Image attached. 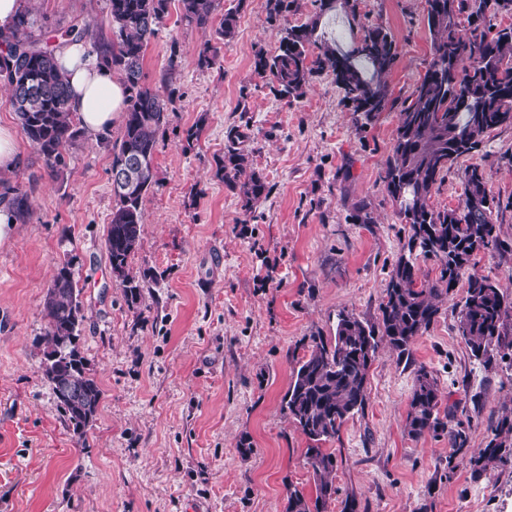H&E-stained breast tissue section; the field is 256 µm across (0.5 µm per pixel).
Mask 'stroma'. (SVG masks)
<instances>
[{
	"label": "stroma",
	"instance_id": "obj_1",
	"mask_svg": "<svg viewBox=\"0 0 512 512\" xmlns=\"http://www.w3.org/2000/svg\"><path fill=\"white\" fill-rule=\"evenodd\" d=\"M34 35L56 40L85 25L112 38L108 0H29ZM237 9L219 63L197 65L211 29L184 25L179 0L143 62L159 88L169 45L181 55L182 96L158 135L157 183L142 203L144 235L128 268L141 284L128 305L104 247L114 197L112 151L80 137L50 171L20 137L22 162L6 185L33 209L0 243V512H286L288 486L313 495L307 440L282 410L296 359L310 338L335 333L340 311L372 319L409 227L380 175L399 110L432 60L426 0H336L315 38L348 46L379 26L397 45L387 76L391 105L360 123L327 74L303 98L275 97L253 71L256 49L274 53L280 27L266 0H221ZM194 125L202 131L187 142ZM270 191L244 211L238 188L214 175L226 132ZM482 165L501 203L504 245L478 253L468 273L512 286V127L485 137L433 192L435 210L461 204L465 167ZM364 207L371 223L354 222ZM72 259L85 320L79 350L102 391L87 443L63 417L42 371L46 291ZM467 283L459 281L410 355L381 345L363 411L326 448L336 456V498L356 512H512V458L473 473L471 459L512 410V357L484 366L457 332ZM436 378L448 434L409 435L418 370Z\"/></svg>",
	"mask_w": 512,
	"mask_h": 512
}]
</instances>
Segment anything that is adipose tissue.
<instances>
[{
    "instance_id": "1",
    "label": "adipose tissue",
    "mask_w": 512,
    "mask_h": 512,
    "mask_svg": "<svg viewBox=\"0 0 512 512\" xmlns=\"http://www.w3.org/2000/svg\"><path fill=\"white\" fill-rule=\"evenodd\" d=\"M54 59L70 85L69 107L90 138L111 129L125 110L123 79L92 53L87 41L58 39Z\"/></svg>"
}]
</instances>
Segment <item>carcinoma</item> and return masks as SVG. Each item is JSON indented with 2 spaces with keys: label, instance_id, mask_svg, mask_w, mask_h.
Listing matches in <instances>:
<instances>
[{
  "label": "carcinoma",
  "instance_id": "cac0c4a2",
  "mask_svg": "<svg viewBox=\"0 0 512 512\" xmlns=\"http://www.w3.org/2000/svg\"><path fill=\"white\" fill-rule=\"evenodd\" d=\"M170 2L109 0L113 38L98 47L105 64L122 76L129 90L121 136L112 144L111 170L130 162L137 169L128 190L113 192L115 206L105 247L112 274L131 303L138 300L140 285L130 276L127 262L142 243V201L157 183L158 134L167 121V105L178 94L173 87L180 55L175 39L162 90L143 84L145 52L168 15ZM180 2L185 25H213L217 0ZM335 4L336 0H314V19L284 25L276 53H255L254 72L277 97L296 100L315 76L328 74L343 91L350 111L369 119L391 103L386 76L397 59L396 43L383 28L372 26L360 38L366 44L364 52L343 51L326 41L318 44V52H311L317 19L334 10ZM427 4L432 60L414 86L411 101L399 112L381 181L398 203L402 221L410 226L408 252L433 260L438 276L418 284L417 265L402 256L391 271L378 317L371 321L341 313L332 339L311 337L309 354L293 367L282 408L308 440L304 460L315 477V496L288 486L286 512H326L336 497V456L322 444L335 439L344 422L364 409L368 373L380 343L387 342L400 357L409 353L416 337L435 322L440 303L473 256L501 247L494 219L500 202L490 194L484 167L476 164L464 170L459 208L437 212L430 199L457 159L478 151L488 132L512 127V25L499 28L493 23L499 14L512 15V0H427ZM294 5L295 0H266L268 19L287 20ZM35 24L26 10L18 15L12 32L0 37V80L7 84L11 106L27 138L46 166L54 169L64 162L81 130L69 110L68 81L48 44L32 33ZM236 27L235 12L221 16L214 29L215 42H206L198 54L199 67L217 65L219 45L234 37ZM244 138L238 129L227 133L231 146L217 159L215 175L229 185H240L242 207L249 212L255 201L267 195V184L258 172L247 171V157L236 148ZM5 200L19 219L31 214L28 195L19 189L6 188L0 195V202ZM80 295L72 261L66 260L44 300L49 342L44 374L74 435L84 444L102 389L78 348L84 321ZM458 332L471 355L487 362L495 350H512V292L487 277L469 276ZM406 426L414 438L448 430V415H440L437 381L424 369L416 372ZM510 433L512 417L504 415L495 437L474 460L475 471L512 455Z\"/></svg>",
  "mask_w": 512,
  "mask_h": 512
}]
</instances>
